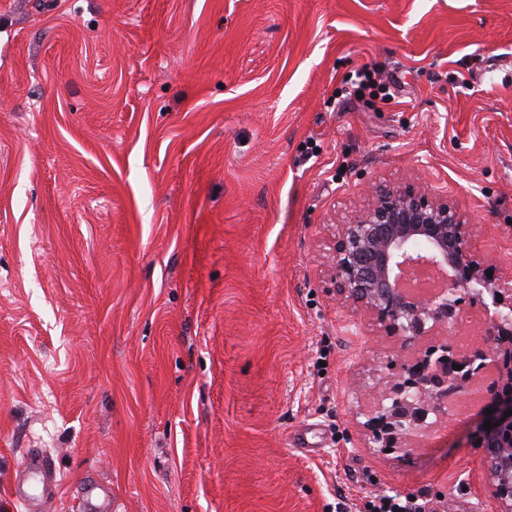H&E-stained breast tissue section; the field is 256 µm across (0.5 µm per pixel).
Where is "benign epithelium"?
Returning a JSON list of instances; mask_svg holds the SVG:
<instances>
[{
    "label": "benign epithelium",
    "instance_id": "benign-epithelium-1",
    "mask_svg": "<svg viewBox=\"0 0 512 512\" xmlns=\"http://www.w3.org/2000/svg\"><path fill=\"white\" fill-rule=\"evenodd\" d=\"M371 195L365 209L338 225L329 244L328 276L342 303L403 348L440 335L460 311V288L488 293L493 314L470 356L456 357L447 337L401 362L397 373L376 379L368 390L375 403L364 412L362 427L376 447L400 448L448 416V395L467 394L474 366L495 365L498 379L479 412V447L485 449L496 512H512V415H504L512 409V267L495 264L477 247L448 197L425 187L376 184ZM418 266L437 270L447 287L432 296L402 291L400 282ZM487 421L493 423L490 430L484 428Z\"/></svg>",
    "mask_w": 512,
    "mask_h": 512
}]
</instances>
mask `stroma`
<instances>
[{
	"mask_svg": "<svg viewBox=\"0 0 512 512\" xmlns=\"http://www.w3.org/2000/svg\"><path fill=\"white\" fill-rule=\"evenodd\" d=\"M407 180L512 263V0H0V512H491L475 406L359 426L328 243ZM27 469L29 472L39 474L42 478L43 493L40 502L38 500V502H35V499L31 498L26 493L24 483L21 480L14 483L12 487V496L24 506L25 510L36 511L39 510L43 503H45L49 498V495L52 492L53 479L49 469L47 468L45 460L39 455L29 456ZM370 512H421V504L412 497L401 498L393 496H384L379 498V502L372 501Z\"/></svg>",
	"mask_w": 512,
	"mask_h": 512,
	"instance_id": "1",
	"label": "stroma"
}]
</instances>
